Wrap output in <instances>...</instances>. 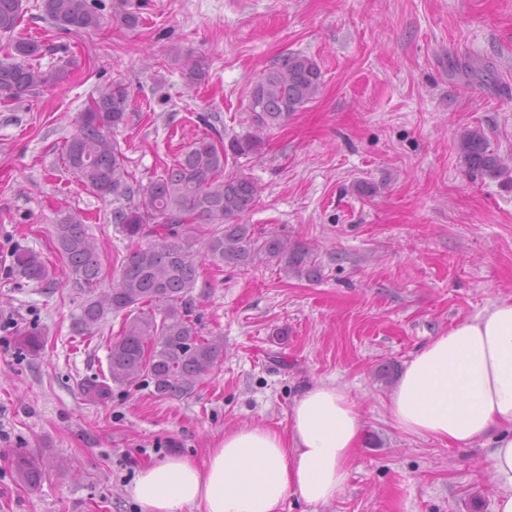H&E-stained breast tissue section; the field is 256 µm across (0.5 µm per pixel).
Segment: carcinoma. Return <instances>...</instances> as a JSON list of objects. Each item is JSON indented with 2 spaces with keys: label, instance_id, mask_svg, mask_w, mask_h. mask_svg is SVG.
<instances>
[{
  "label": "carcinoma",
  "instance_id": "carcinoma-1",
  "mask_svg": "<svg viewBox=\"0 0 512 512\" xmlns=\"http://www.w3.org/2000/svg\"><path fill=\"white\" fill-rule=\"evenodd\" d=\"M44 8L60 31L79 34L100 27L97 7L89 0H44ZM22 11V0H0L3 102L22 99L36 87L68 77L65 65L49 72L33 65L47 47L15 37ZM183 75L190 84L204 81V61L186 59ZM321 84L322 70L315 59L301 53L283 57L250 90L247 109L254 131L227 142L205 134L146 184L128 170L125 151L114 136L131 106L126 87L114 82L100 89L80 114L76 132L61 150L62 164L87 190L102 199L112 198V223L136 241L119 277L105 288L100 255L83 217L66 211L54 224L56 251L83 296L72 332L93 338L107 314L124 316L120 333L107 338L108 374L82 383L85 397L102 401L112 384L144 379L159 397L183 398L193 393L197 379L223 364V338L200 335L194 317L193 292L206 262L246 268L262 257L276 263L286 276L319 279L322 267L312 248L244 222L261 189L227 166L230 158L258 153L261 134L302 111ZM456 147L469 170L489 176L502 172L499 156L489 149L480 130L463 132ZM202 241L201 253L197 245ZM10 268L20 279L50 288L57 285L47 261L32 249H14ZM19 344L29 355L38 356L45 337L39 328L28 326L19 331ZM14 466L28 484L41 480L36 456L19 454Z\"/></svg>",
  "mask_w": 512,
  "mask_h": 512
}]
</instances>
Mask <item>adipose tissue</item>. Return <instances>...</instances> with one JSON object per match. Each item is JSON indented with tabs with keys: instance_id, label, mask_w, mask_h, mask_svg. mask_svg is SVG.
Here are the masks:
<instances>
[{
	"instance_id": "adipose-tissue-1",
	"label": "adipose tissue",
	"mask_w": 512,
	"mask_h": 512,
	"mask_svg": "<svg viewBox=\"0 0 512 512\" xmlns=\"http://www.w3.org/2000/svg\"><path fill=\"white\" fill-rule=\"evenodd\" d=\"M388 415L412 437L488 444L495 512H512V302L432 337L392 389ZM361 433L347 390L319 381L295 396L287 431L257 424L226 431L204 462L169 456L138 469L131 495L140 512H279L290 496L325 505L344 487Z\"/></svg>"
}]
</instances>
